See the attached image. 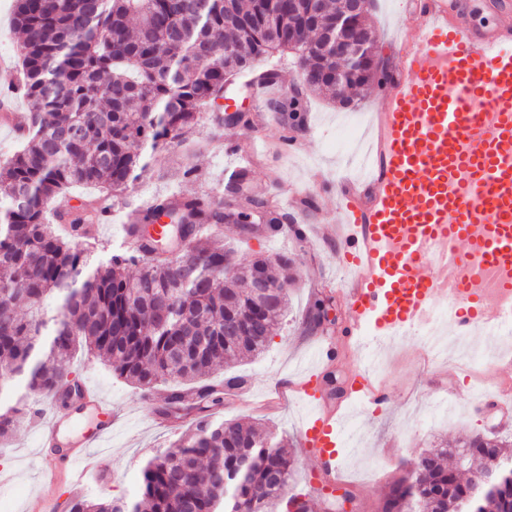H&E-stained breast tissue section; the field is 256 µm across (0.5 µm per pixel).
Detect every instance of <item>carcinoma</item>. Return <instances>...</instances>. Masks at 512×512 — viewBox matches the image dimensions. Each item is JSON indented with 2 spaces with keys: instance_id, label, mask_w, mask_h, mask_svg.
Wrapping results in <instances>:
<instances>
[{
  "instance_id": "obj_1",
  "label": "carcinoma",
  "mask_w": 512,
  "mask_h": 512,
  "mask_svg": "<svg viewBox=\"0 0 512 512\" xmlns=\"http://www.w3.org/2000/svg\"><path fill=\"white\" fill-rule=\"evenodd\" d=\"M312 23L307 0H14L13 23L23 36L19 62L31 101L27 133L0 165V371L28 393L52 396L77 381L69 363L84 349L125 381L150 390L167 386L171 411L196 413L189 433L148 458L132 499L70 496L69 512H311L306 495L290 492L294 459L238 421L216 416L224 395L246 384L230 375L202 378L217 367L258 355L276 335L288 301L282 291L295 258L255 254L241 267L272 286L259 302L244 278L225 264L224 245L199 235L205 225L247 224L280 208L245 193L249 171L238 170L220 197L158 196L131 216L148 226L181 212L185 245L159 260L152 247L108 256L80 245L46 222L48 205L78 186L98 189L81 208L60 214L79 229L100 219L149 163L134 151L177 141L194 156L191 134L200 112L224 125L228 88L276 52L295 58L305 110L310 94L344 106L369 86L367 75L346 82L336 97V70L323 45L336 38L342 0L325 4ZM58 303L48 317L45 301ZM237 322L239 335L224 331ZM193 335L180 356L174 345ZM464 457L474 475L493 472L494 496L473 492V480L442 463ZM247 461L245 473L239 472ZM512 512V436L475 433L455 448L418 454L413 470L389 486L382 512Z\"/></svg>"
}]
</instances>
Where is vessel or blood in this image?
Here are the masks:
<instances>
[{"label":"vessel or blood","mask_w":512,"mask_h":512,"mask_svg":"<svg viewBox=\"0 0 512 512\" xmlns=\"http://www.w3.org/2000/svg\"><path fill=\"white\" fill-rule=\"evenodd\" d=\"M462 10V0H422L423 21L401 43L399 74L381 93L362 190L337 200L349 342L433 325L439 303L458 335L489 329L498 308L487 301L488 272L493 292L512 298V14L476 29ZM459 241L470 244L466 256L455 252ZM377 365L366 359L353 375L351 398L386 403ZM283 386L313 404L300 446L336 476L341 417L325 403L324 382L315 373ZM83 404L104 419L95 439L111 436V403L88 391ZM67 427L54 413L37 418L40 443L71 447L69 486L81 492L100 467L95 439L66 437Z\"/></svg>","instance_id":"b4317fda"}]
</instances>
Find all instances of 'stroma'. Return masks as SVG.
Returning <instances> with one entry per match:
<instances>
[{
  "label": "stroma",
  "mask_w": 512,
  "mask_h": 512,
  "mask_svg": "<svg viewBox=\"0 0 512 512\" xmlns=\"http://www.w3.org/2000/svg\"><path fill=\"white\" fill-rule=\"evenodd\" d=\"M418 0H374L370 14L372 27L378 34L381 56L390 72H397L400 62L399 42L405 38V20L417 15ZM379 89L370 87L358 99L354 109L342 108L331 100L313 96L307 103L303 128L289 130L286 119H270L266 108L254 105L248 95H237L235 104L251 111L250 126L227 125L215 128L210 111H202L196 127L199 139L219 138V145L198 154L192 178L183 175V164L176 147L158 152L150 172L134 182L127 194L126 207L117 208L104 217L98 243L104 250L120 245L125 239L123 224L127 208L146 206L155 197L178 193L217 194L224 187L236 159L224 153V146L236 143L249 147L255 133H262L267 149L257 156L250 168V189L258 195L274 196L278 183H285L296 197L287 209L294 218L310 217L315 228L311 239L257 236L238 242L233 225H225L221 235L225 243H237V259L260 253L276 256L285 253L297 259V282L288 290L289 304L284 324L269 343L265 353L246 359L233 368L245 375L247 387L227 397L218 415L227 420L255 426L259 433L284 439L291 446L295 460L290 482L292 491L308 493L314 499L313 512H330L334 498L322 491L323 476L315 463L303 454L297 444L302 421L311 407L298 395H281L278 383L294 378L316 355V341L323 335H336V328L307 330L305 318L311 303L325 293L333 296V311L345 319V280L340 266L336 225L330 216L336 211V198L325 190V183L336 180L337 170L347 167L341 148V129L355 124L368 129L371 112L377 105ZM298 142L295 153L283 155L277 150L285 136ZM426 331L403 339L382 343L383 354L392 358L382 376L390 399V408L376 414L370 406L352 402L339 428L338 451L342 468L339 477L346 487L355 490L362 504L361 512H377L379 500L388 484L400 475L403 466L423 450L440 441L455 442L462 434L485 432L493 420L475 409L468 393L470 385L484 390L512 387V365L493 369L480 367L469 373L463 362H424ZM71 368L79 380L97 388L121 412L111 437L95 453L104 467L103 476L89 485V496L130 498L137 491V475L146 458L166 449L179 434L187 432L193 415L182 416L176 431L169 432L158 423V409L163 402L162 389L146 394L144 389L116 378L104 363L94 356L77 354ZM452 403V410H435L437 399ZM41 494L52 503V512H62L61 504L68 496L65 483L44 485L39 477L37 438L33 427L16 426L9 444H0V512H22L26 499Z\"/></svg>",
  "instance_id": "stroma-1"
}]
</instances>
